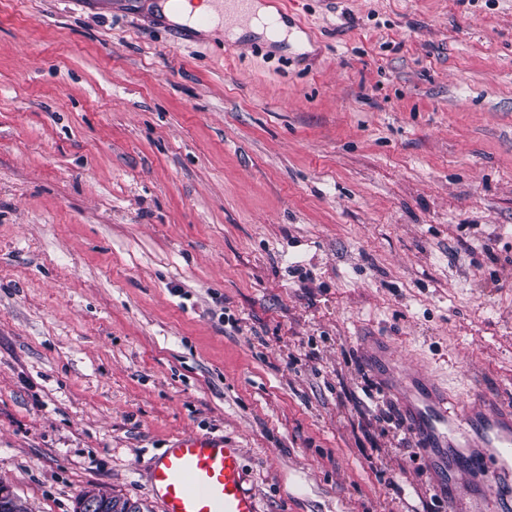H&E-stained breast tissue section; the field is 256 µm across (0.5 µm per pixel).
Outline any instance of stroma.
Segmentation results:
<instances>
[{"instance_id": "stroma-1", "label": "stroma", "mask_w": 512, "mask_h": 512, "mask_svg": "<svg viewBox=\"0 0 512 512\" xmlns=\"http://www.w3.org/2000/svg\"><path fill=\"white\" fill-rule=\"evenodd\" d=\"M0 0V482L159 512L179 436L263 512H444L367 355L512 403V0ZM189 0H183L181 2L180 10L178 12H171L168 4H161L162 14L172 23L175 24H187L191 17L195 14L205 13L211 14L213 21L211 26L202 30L207 35H214L218 18L220 5H216L209 0H201L198 3L188 2ZM252 11L256 14L255 17L251 19V22L247 27H239L233 26L229 32L231 38H236L243 34L246 31H249L255 35L265 34L268 37V34L273 41H277L281 34V22H283V15L279 14L278 16H268L263 21L264 28L261 25L259 19L264 18L267 15L275 14L273 7L269 4L255 1L252 4Z\"/></svg>"}]
</instances>
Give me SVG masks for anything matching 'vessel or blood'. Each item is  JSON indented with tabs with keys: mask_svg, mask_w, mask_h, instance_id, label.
<instances>
[{
	"mask_svg": "<svg viewBox=\"0 0 512 512\" xmlns=\"http://www.w3.org/2000/svg\"><path fill=\"white\" fill-rule=\"evenodd\" d=\"M371 360L383 365L385 383L400 397L416 446L453 459L458 472L478 475L472 498L485 512H512V405L490 398L475 407L460 404L432 376L407 369L383 343ZM246 482L240 449L212 435L175 438L151 472L159 512H261Z\"/></svg>",
	"mask_w": 512,
	"mask_h": 512,
	"instance_id": "vessel-or-blood-1",
	"label": "vessel or blood"
}]
</instances>
